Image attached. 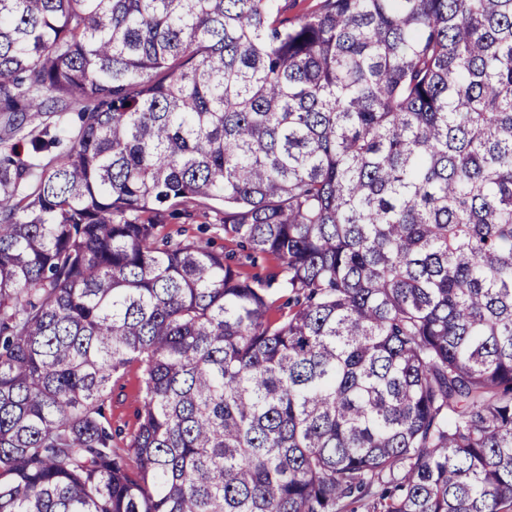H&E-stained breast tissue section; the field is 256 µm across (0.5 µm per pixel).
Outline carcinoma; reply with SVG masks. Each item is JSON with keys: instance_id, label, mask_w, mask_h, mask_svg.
Listing matches in <instances>:
<instances>
[{"instance_id": "cac0c4a2", "label": "carcinoma", "mask_w": 512, "mask_h": 512, "mask_svg": "<svg viewBox=\"0 0 512 512\" xmlns=\"http://www.w3.org/2000/svg\"><path fill=\"white\" fill-rule=\"evenodd\" d=\"M280 13L0 0V512H512V0ZM218 218H219V215L214 212V211H209L208 214H207V217H199L196 219V221L193 223V224H183L185 222V219L184 218H181V219H177V220H174V219H169L168 218V224L170 228H172L173 230L177 229L179 226H186L188 227L189 229H195L197 224H210V228H209V231L207 233V236L208 237H212L216 243L217 246H224V251L228 252H234L235 254V261L236 262H242L245 264V266L243 267V269L247 272H249L250 274H260V275H266L274 270H276L277 266H278V261L272 257L270 258H267L266 260H260L258 262L257 265L255 266H251L249 261H247L245 259V254L240 252L235 244H233L232 242L230 241H225L224 240V234L221 230H219L218 228H214L216 226H213L212 224H219V221H218ZM140 399V371L136 364L127 366L112 380V392L105 400L104 409L112 426V448H116L129 466L135 465L127 453L131 435L137 425Z\"/></svg>"}]
</instances>
